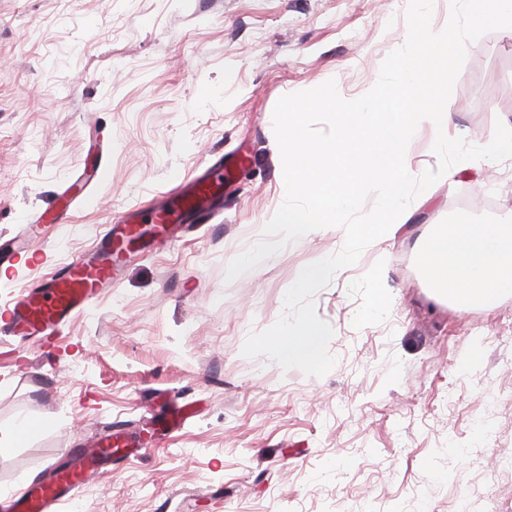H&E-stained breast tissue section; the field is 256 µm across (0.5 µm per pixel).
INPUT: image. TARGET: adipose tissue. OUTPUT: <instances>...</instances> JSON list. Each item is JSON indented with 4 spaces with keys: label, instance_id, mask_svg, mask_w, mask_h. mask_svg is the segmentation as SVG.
<instances>
[{
    "label": "adipose tissue",
    "instance_id": "obj_1",
    "mask_svg": "<svg viewBox=\"0 0 512 512\" xmlns=\"http://www.w3.org/2000/svg\"><path fill=\"white\" fill-rule=\"evenodd\" d=\"M430 283L462 308L512 294V216L494 224H442L421 247Z\"/></svg>",
    "mask_w": 512,
    "mask_h": 512
}]
</instances>
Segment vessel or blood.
<instances>
[{
    "instance_id": "1",
    "label": "vessel or blood",
    "mask_w": 512,
    "mask_h": 512,
    "mask_svg": "<svg viewBox=\"0 0 512 512\" xmlns=\"http://www.w3.org/2000/svg\"><path fill=\"white\" fill-rule=\"evenodd\" d=\"M221 176L213 174L178 185L152 203L148 221L154 229L184 224L208 216L221 197ZM144 227L126 223L120 234L105 231L102 259L77 258L42 286L23 290L7 308L0 326L18 342L35 336L55 335L64 324L84 312L103 288L111 285L113 272L123 262L127 244L144 236ZM79 468L58 473L51 483L32 484L8 500V512H57L59 504L72 499L89 481L108 477L103 462L121 459L122 440H109L95 448L80 449Z\"/></svg>"
}]
</instances>
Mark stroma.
Returning <instances> with one entry per match:
<instances>
[{
    "label": "stroma",
    "instance_id": "35a3bbf8",
    "mask_svg": "<svg viewBox=\"0 0 512 512\" xmlns=\"http://www.w3.org/2000/svg\"><path fill=\"white\" fill-rule=\"evenodd\" d=\"M407 0H0V242L53 226L0 262V310L90 252L106 225L214 165L220 215L135 244L111 288L58 341L0 333V427L36 424L0 453V495L74 465L112 430L109 462L59 512H512V296L438 300L418 249L437 225L512 214V158L454 165L314 297L334 334L322 377L242 348L283 313L308 264L345 233L311 232L234 281L228 262L283 201L272 115L335 80L375 85L403 43ZM450 136L512 125V32L468 47ZM105 164L92 182L86 159ZM97 204L84 208L80 197ZM69 211V223L56 216Z\"/></svg>",
    "mask_w": 512,
    "mask_h": 512
}]
</instances>
